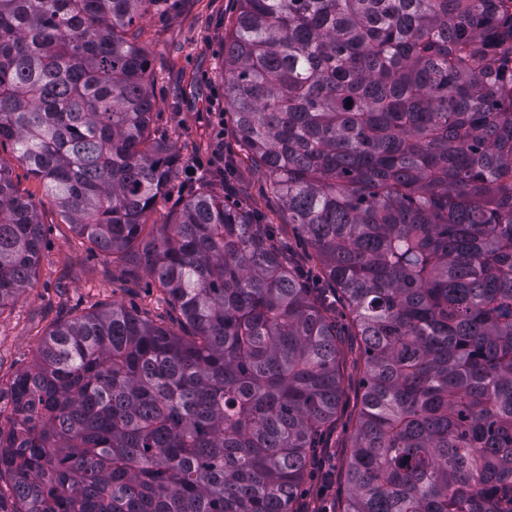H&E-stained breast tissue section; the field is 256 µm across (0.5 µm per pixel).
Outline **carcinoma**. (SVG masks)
I'll return each instance as SVG.
<instances>
[{
  "label": "carcinoma",
  "mask_w": 512,
  "mask_h": 512,
  "mask_svg": "<svg viewBox=\"0 0 512 512\" xmlns=\"http://www.w3.org/2000/svg\"><path fill=\"white\" fill-rule=\"evenodd\" d=\"M508 1L238 0L223 182L250 165L286 220L202 176L149 224L179 175L140 25L165 0H0V147L180 328L114 302L0 379V512H302L337 300L364 359L341 512H512ZM42 243L0 156V314Z\"/></svg>",
  "instance_id": "obj_1"
}]
</instances>
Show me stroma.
<instances>
[{
  "label": "stroma",
  "instance_id": "stroma-1",
  "mask_svg": "<svg viewBox=\"0 0 512 512\" xmlns=\"http://www.w3.org/2000/svg\"><path fill=\"white\" fill-rule=\"evenodd\" d=\"M236 0H180L175 9L151 13L143 20L155 66L152 122L159 133L180 130L182 168H207L216 143L232 152L236 144L230 118L224 113V37L236 18ZM13 181L20 193L32 196L44 226L38 274L30 288L0 314V377L9 378L32 362L39 339L51 326L90 310L121 301L126 307L169 312L166 303L145 292L128 293L112 278L100 253L65 224L46 198L41 183L25 165L13 163ZM244 204H257L282 219L281 203L261 173H239ZM344 392L336 426L328 432L302 489L306 512H336L345 490L344 464L362 392L363 367L355 337H343Z\"/></svg>",
  "mask_w": 512,
  "mask_h": 512
}]
</instances>
